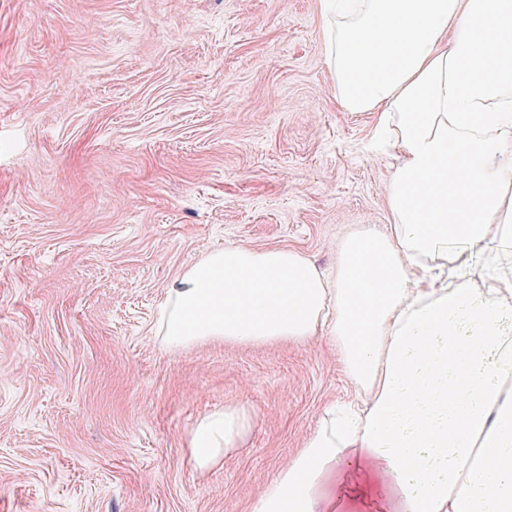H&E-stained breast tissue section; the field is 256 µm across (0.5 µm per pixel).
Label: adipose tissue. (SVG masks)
Instances as JSON below:
<instances>
[{
	"label": "adipose tissue",
	"instance_id": "obj_1",
	"mask_svg": "<svg viewBox=\"0 0 512 512\" xmlns=\"http://www.w3.org/2000/svg\"><path fill=\"white\" fill-rule=\"evenodd\" d=\"M347 112L395 151L386 232L320 269L299 250L227 245L167 288L164 347L323 339L361 406L328 410L250 512H512V0H318ZM478 246L488 267L463 269ZM253 427L244 407L186 437L205 472ZM376 466L369 495L360 468Z\"/></svg>",
	"mask_w": 512,
	"mask_h": 512
}]
</instances>
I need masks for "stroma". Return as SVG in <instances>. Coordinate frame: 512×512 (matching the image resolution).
<instances>
[{
	"instance_id": "1",
	"label": "stroma",
	"mask_w": 512,
	"mask_h": 512,
	"mask_svg": "<svg viewBox=\"0 0 512 512\" xmlns=\"http://www.w3.org/2000/svg\"><path fill=\"white\" fill-rule=\"evenodd\" d=\"M376 122L336 102L317 0H0V512H249L360 401L326 341L153 328L211 249L327 267L385 230ZM228 405L251 433L194 472L186 433Z\"/></svg>"
}]
</instances>
